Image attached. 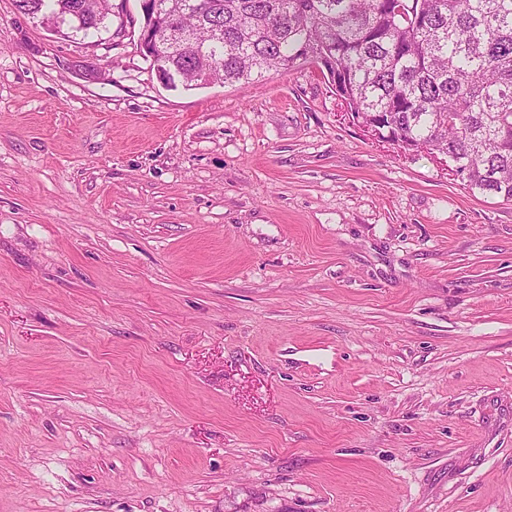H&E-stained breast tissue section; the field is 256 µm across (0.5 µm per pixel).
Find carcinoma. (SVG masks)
Masks as SVG:
<instances>
[{
    "label": "carcinoma",
    "mask_w": 512,
    "mask_h": 512,
    "mask_svg": "<svg viewBox=\"0 0 512 512\" xmlns=\"http://www.w3.org/2000/svg\"><path fill=\"white\" fill-rule=\"evenodd\" d=\"M111 5L14 0L70 38L108 31ZM143 21L169 89L325 66L358 123L461 161L468 189L512 201V0H164Z\"/></svg>",
    "instance_id": "obj_1"
}]
</instances>
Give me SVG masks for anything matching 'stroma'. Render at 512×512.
<instances>
[{
    "label": "stroma",
    "instance_id": "35a3bbf8",
    "mask_svg": "<svg viewBox=\"0 0 512 512\" xmlns=\"http://www.w3.org/2000/svg\"><path fill=\"white\" fill-rule=\"evenodd\" d=\"M141 18L0 0V512H512V201ZM112 0H14L17 12L40 19L62 18L68 30L67 38L80 33L87 37L107 33L112 17ZM43 24L51 30H58L59 20H44Z\"/></svg>",
    "mask_w": 512,
    "mask_h": 512
}]
</instances>
